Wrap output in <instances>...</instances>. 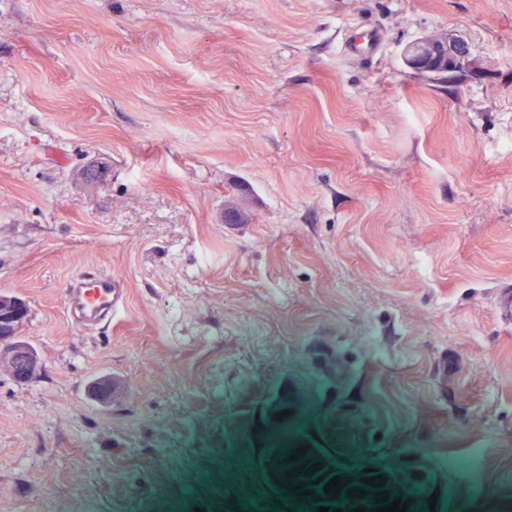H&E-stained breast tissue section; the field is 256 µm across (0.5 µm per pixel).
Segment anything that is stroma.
Returning a JSON list of instances; mask_svg holds the SVG:
<instances>
[{
    "instance_id": "1",
    "label": "stroma",
    "mask_w": 512,
    "mask_h": 512,
    "mask_svg": "<svg viewBox=\"0 0 512 512\" xmlns=\"http://www.w3.org/2000/svg\"><path fill=\"white\" fill-rule=\"evenodd\" d=\"M431 34L470 75L405 65ZM1 289L43 372L0 365V512H273L301 446L512 503V0H0ZM380 37L377 31L369 29L364 36L349 39L346 42V49L355 56H369L379 47ZM126 301L124 282L95 268L85 269L70 282L65 293L69 317L84 330L112 323V316L124 308ZM16 300H20L21 303L24 304L28 309V306L23 299L19 298L18 296L14 295V294H11V293L0 292V311H1V302L2 301L5 303V306H7L10 301H15L14 302V304L16 305L15 309L12 312L6 313L2 316V322L8 321V323L13 327L12 334L19 331L20 326L24 325V323L27 319L25 309ZM28 312H29V309H28Z\"/></svg>"
}]
</instances>
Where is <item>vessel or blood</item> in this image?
Wrapping results in <instances>:
<instances>
[{"instance_id": "1", "label": "vessel or blood", "mask_w": 512, "mask_h": 512, "mask_svg": "<svg viewBox=\"0 0 512 512\" xmlns=\"http://www.w3.org/2000/svg\"><path fill=\"white\" fill-rule=\"evenodd\" d=\"M379 44L378 32L370 29L364 36L348 40L346 49L352 55L363 57L373 54ZM126 301L127 290L123 281L95 268L85 269L70 282L65 293L69 317L84 330H93L111 322Z\"/></svg>"}]
</instances>
